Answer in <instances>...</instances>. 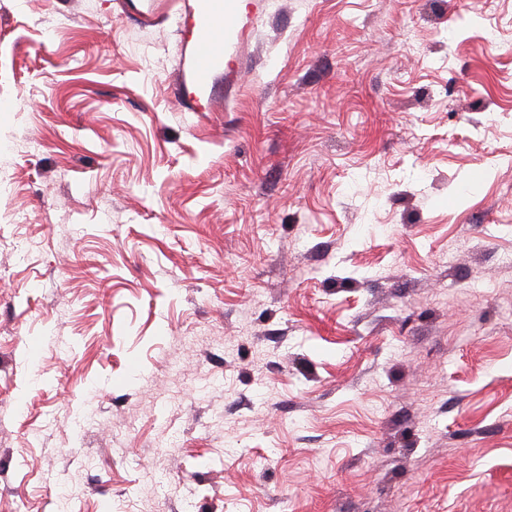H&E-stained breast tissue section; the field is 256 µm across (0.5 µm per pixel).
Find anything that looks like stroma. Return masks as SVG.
Masks as SVG:
<instances>
[{"label":"stroma","mask_w":512,"mask_h":512,"mask_svg":"<svg viewBox=\"0 0 512 512\" xmlns=\"http://www.w3.org/2000/svg\"><path fill=\"white\" fill-rule=\"evenodd\" d=\"M200 6L0 0V512H512V0ZM232 24V18L218 5L214 21H202L203 33L196 44V66L194 77L200 84H207L212 77L214 61L224 42V35Z\"/></svg>","instance_id":"obj_1"}]
</instances>
